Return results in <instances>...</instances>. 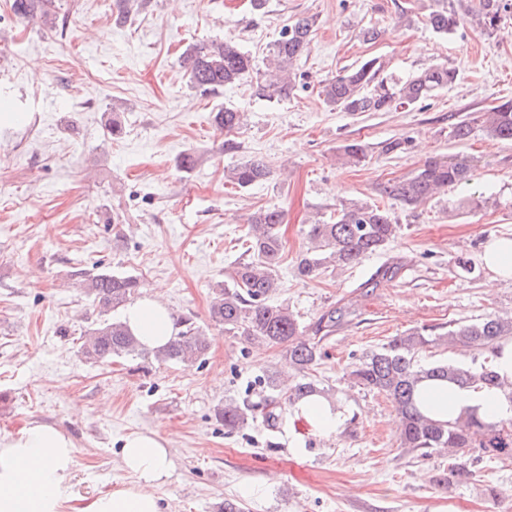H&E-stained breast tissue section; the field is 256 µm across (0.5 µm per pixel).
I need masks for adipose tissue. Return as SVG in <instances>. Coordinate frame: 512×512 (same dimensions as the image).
<instances>
[{
  "instance_id": "obj_1",
  "label": "adipose tissue",
  "mask_w": 512,
  "mask_h": 512,
  "mask_svg": "<svg viewBox=\"0 0 512 512\" xmlns=\"http://www.w3.org/2000/svg\"><path fill=\"white\" fill-rule=\"evenodd\" d=\"M121 321L150 351L166 345L173 335L172 313L157 294L128 304ZM493 364L501 388L477 390L449 380L425 381L417 391L420 408L451 422L467 416L486 423L512 419V338L501 341ZM169 444V437L153 431L124 437L120 456L133 483L98 493L79 512H163L155 489L169 476ZM75 464L72 439L54 426L31 423L0 436V512H63L65 504L75 500Z\"/></svg>"
}]
</instances>
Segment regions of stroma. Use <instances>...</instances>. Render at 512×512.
Instances as JSON below:
<instances>
[{"label": "stroma", "instance_id": "1", "mask_svg": "<svg viewBox=\"0 0 512 512\" xmlns=\"http://www.w3.org/2000/svg\"><path fill=\"white\" fill-rule=\"evenodd\" d=\"M456 0H151L117 23L118 0H56V28L14 15L0 0V101L24 120L0 126V436L30 423L70 435L75 492L90 497L133 480L120 440L156 431L171 440V475L157 487L164 512H218L224 500L246 512H512V459L463 456L474 475L444 489L435 475L448 459L400 448L397 415L382 394L349 376L355 359L413 329L435 336L491 312L512 313V280L488 287L484 243L512 236V142L489 140L477 123L512 99V9L486 35L465 15L453 34L427 23ZM315 19L307 59L290 96L268 100L255 82L216 93L192 89L179 65L195 41L234 38L256 69L282 29ZM381 35L367 41L361 28ZM405 78L436 62L457 82L424 109L339 112L326 106L320 80L366 58ZM247 115L225 149L213 114ZM124 133L108 137L110 117ZM472 126L455 140L454 124ZM409 139L407 151L381 144ZM369 144L354 167L344 145ZM197 157L193 169L183 154ZM263 159L270 177L248 188L226 183L225 167ZM431 158L462 160L470 184L405 206L381 197L380 184L413 174ZM386 208L401 231L380 253L311 281L295 273L310 222L340 202ZM282 206L279 290L322 358L310 372L333 394L344 418L332 437L314 435L273 393L279 418L262 411L225 434L216 411L225 400L256 403L258 383L285 368L283 347L252 345L209 320L218 283L249 257L248 218ZM468 260L463 271L459 260ZM398 262L389 281L371 285ZM106 270L141 282L139 296L161 292L174 317L208 327L204 361L159 363L152 355L86 359L81 339L104 319L70 283L77 271ZM349 314L319 332L322 315Z\"/></svg>", "mask_w": 512, "mask_h": 512}]
</instances>
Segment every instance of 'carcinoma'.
Returning <instances> with one entry per match:
<instances>
[{"label": "carcinoma", "mask_w": 512, "mask_h": 512, "mask_svg": "<svg viewBox=\"0 0 512 512\" xmlns=\"http://www.w3.org/2000/svg\"><path fill=\"white\" fill-rule=\"evenodd\" d=\"M506 0H479L477 23L486 33L497 29ZM55 0H13L14 14L23 19L53 22ZM433 30L441 35L455 31L459 12L438 10L428 18ZM315 19L302 17L287 26L267 56L266 73L257 83L258 95L268 100L289 95L296 87L297 64L310 51ZM181 68L189 84L204 93L239 83L253 71L251 57L238 43L199 41L182 54ZM383 66L376 58L327 78L320 83L324 103L341 112H387L411 108L432 98L441 89L451 87L458 70L446 64H431L406 78L382 76ZM215 127L231 134L245 125V114L233 109H220L213 116ZM485 136L495 141H512V99L490 107L482 115ZM369 146L354 141L344 146L346 162L358 165L368 156ZM271 170L260 158H254L224 171V179L240 188L267 180ZM471 180L470 169L458 162L429 159L413 175L379 186L381 195L403 205L424 202L441 191ZM285 210L269 206L249 219L248 248L251 259L237 264L231 284H220L214 291L209 308L212 323L235 336L258 344L281 345L288 369L301 378L288 388L286 400L291 407L313 395H320L314 382L302 375L321 358L318 344L301 339L300 324L284 304H274L271 296L280 288L278 267L282 251L280 225L285 223ZM401 229L386 209L368 203H342L327 220L317 219L307 232L310 246L297 261V274L315 279L328 269L351 266L364 257L382 250ZM81 293L103 312H113L132 300L140 288L139 280L130 275L109 271L79 272ZM512 336V314L490 313L471 322H460L440 336H429L419 330L397 336L378 350H373L351 365L350 376L356 384L377 391L389 399L399 418L400 445L428 457L436 452L477 448L490 459L512 457V421L484 423L477 419L457 422L437 420L416 405V391L423 380H451L463 386L495 388L499 386L493 365L470 367L453 362L423 366L419 352L439 341L450 347H462L493 356L498 342ZM210 347L209 333L190 317L175 323V336L162 350L154 352L161 362L198 361ZM83 355L95 361H109L112 356H137L143 349L118 320H107L82 338ZM251 409L235 402L224 404L217 416L224 429L232 432L248 420ZM472 471L464 463H451L448 472L436 477L442 486L468 480Z\"/></svg>", "instance_id": "carcinoma-1"}]
</instances>
